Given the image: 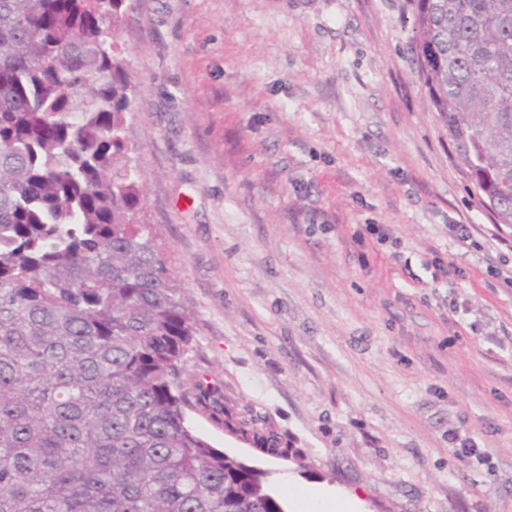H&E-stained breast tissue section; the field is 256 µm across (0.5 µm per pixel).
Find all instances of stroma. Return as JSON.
I'll use <instances>...</instances> for the list:
<instances>
[{"label": "stroma", "instance_id": "stroma-1", "mask_svg": "<svg viewBox=\"0 0 512 512\" xmlns=\"http://www.w3.org/2000/svg\"><path fill=\"white\" fill-rule=\"evenodd\" d=\"M413 37L411 0H130L132 163L197 322L188 381L288 455L196 414L200 435L278 492L512 512V226L473 193ZM450 261L462 276H433Z\"/></svg>", "mask_w": 512, "mask_h": 512}]
</instances>
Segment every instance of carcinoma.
I'll return each mask as SVG.
<instances>
[{
  "label": "carcinoma",
  "instance_id": "1",
  "mask_svg": "<svg viewBox=\"0 0 512 512\" xmlns=\"http://www.w3.org/2000/svg\"><path fill=\"white\" fill-rule=\"evenodd\" d=\"M126 0H0V512H284L195 409L196 324L128 140ZM412 52L478 202L512 224V0H411Z\"/></svg>",
  "mask_w": 512,
  "mask_h": 512
}]
</instances>
